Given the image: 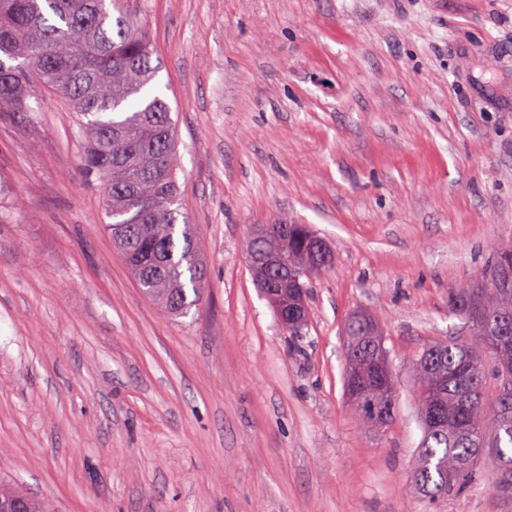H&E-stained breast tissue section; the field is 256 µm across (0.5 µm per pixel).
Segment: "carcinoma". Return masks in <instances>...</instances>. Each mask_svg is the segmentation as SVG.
<instances>
[{
    "mask_svg": "<svg viewBox=\"0 0 512 512\" xmlns=\"http://www.w3.org/2000/svg\"><path fill=\"white\" fill-rule=\"evenodd\" d=\"M161 69L160 55L123 0H0V110L36 112L33 85L65 101L86 131L80 158L85 179L98 184L115 248L144 293L171 316L189 313L204 281L198 236L182 211L177 173L176 124L167 100L148 90ZM299 224H288L268 244L288 253L293 269L309 280L330 264L306 266ZM512 248L496 252L482 286L449 294L453 313L472 336L433 342L417 354V406L423 437L413 483L430 498L451 497L488 452L498 469L494 490L512 497ZM372 351L357 329L345 337L347 370ZM493 360L497 395L492 418L485 409L487 360ZM377 369L362 368L363 392L376 389ZM436 411L443 425L429 423ZM24 500L29 512L44 502L0 488V501Z\"/></svg>",
    "mask_w": 512,
    "mask_h": 512,
    "instance_id": "1",
    "label": "carcinoma"
}]
</instances>
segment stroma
Wrapping results in <instances>:
<instances>
[{"mask_svg":"<svg viewBox=\"0 0 512 512\" xmlns=\"http://www.w3.org/2000/svg\"><path fill=\"white\" fill-rule=\"evenodd\" d=\"M163 59L181 203L207 277L187 316L143 295L58 98L0 112V483L53 512H512L491 460L410 484L412 360L467 337L448 292L512 246V0H129ZM306 224L334 261L286 331L242 243ZM376 315L385 430L343 390ZM370 341L368 336H362L357 332V327L350 329V335L345 336L344 354L347 361V370L344 375L343 387L347 397V378L349 372L353 369L355 363L363 360L373 350V347H370Z\"/></svg>","mask_w":512,"mask_h":512,"instance_id":"35a3bbf8","label":"stroma"}]
</instances>
